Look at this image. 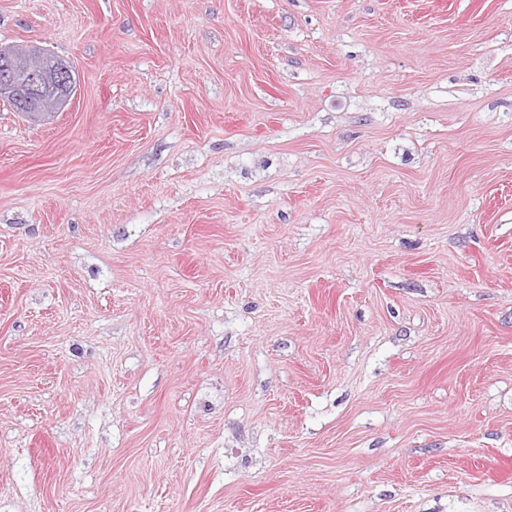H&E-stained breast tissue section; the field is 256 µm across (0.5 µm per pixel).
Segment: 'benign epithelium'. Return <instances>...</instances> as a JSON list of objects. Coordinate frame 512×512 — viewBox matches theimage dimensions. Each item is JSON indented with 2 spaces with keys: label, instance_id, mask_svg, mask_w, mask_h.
I'll use <instances>...</instances> for the list:
<instances>
[{
  "label": "benign epithelium",
  "instance_id": "7a95c632",
  "mask_svg": "<svg viewBox=\"0 0 512 512\" xmlns=\"http://www.w3.org/2000/svg\"><path fill=\"white\" fill-rule=\"evenodd\" d=\"M73 85V66L66 60L37 45L0 43V99L27 96L26 116L64 110Z\"/></svg>",
  "mask_w": 512,
  "mask_h": 512
}]
</instances>
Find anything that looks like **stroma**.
Wrapping results in <instances>:
<instances>
[{
  "label": "stroma",
  "instance_id": "35a3bbf8",
  "mask_svg": "<svg viewBox=\"0 0 512 512\" xmlns=\"http://www.w3.org/2000/svg\"><path fill=\"white\" fill-rule=\"evenodd\" d=\"M0 512H512V0H0ZM0 99L15 100L23 94L24 114L36 118L49 110L63 111L75 91L73 66L37 45L0 43Z\"/></svg>",
  "mask_w": 512,
  "mask_h": 512
}]
</instances>
